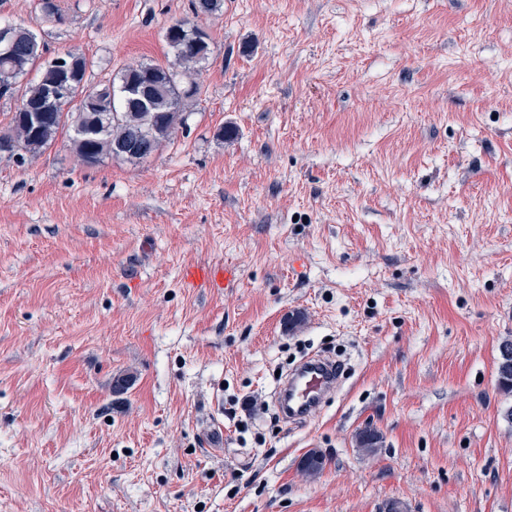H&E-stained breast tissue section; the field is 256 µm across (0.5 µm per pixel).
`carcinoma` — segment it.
Masks as SVG:
<instances>
[{"mask_svg":"<svg viewBox=\"0 0 512 512\" xmlns=\"http://www.w3.org/2000/svg\"><path fill=\"white\" fill-rule=\"evenodd\" d=\"M192 13L212 15L224 8V0H191ZM36 10L44 23L62 20L56 0H38ZM15 39L0 46V88H16L26 80L21 104L13 112L10 124L0 138L16 151L39 153L49 148L61 132L69 133L80 161L97 165L113 157L117 146L139 144L156 150L175 129L185 123L199 93V84L191 70L202 68L212 53L211 35L200 25L177 20L164 33V41L173 60L159 63L153 60L128 66L105 84L92 85L86 73L87 58L73 50L45 57L47 48L37 35L22 23ZM70 58L73 66L65 72L58 60ZM150 82L161 87L149 100L139 101L132 84ZM65 86L66 93L48 103L51 87ZM48 114V119L34 124L27 116L32 109ZM497 366L499 388L512 392V340L499 345ZM382 435L366 427L356 435V446L372 454L381 449ZM324 467V455L309 451L301 461L302 471L310 477L319 475Z\"/></svg>","mask_w":512,"mask_h":512,"instance_id":"1","label":"carcinoma"}]
</instances>
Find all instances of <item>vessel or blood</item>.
<instances>
[{"label":"vessel or blood","mask_w":512,"mask_h":512,"mask_svg":"<svg viewBox=\"0 0 512 512\" xmlns=\"http://www.w3.org/2000/svg\"><path fill=\"white\" fill-rule=\"evenodd\" d=\"M236 277V267L228 264L195 265L186 271L187 281L198 287L223 288L235 282ZM339 382L334 362L320 356L303 360L278 391L277 405L285 422L293 426L307 423Z\"/></svg>","instance_id":"b4317fda"}]
</instances>
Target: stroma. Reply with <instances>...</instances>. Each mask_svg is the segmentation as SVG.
I'll list each match as a JSON object with an SVG mask.
<instances>
[{
    "label": "stroma",
    "instance_id": "stroma-1",
    "mask_svg": "<svg viewBox=\"0 0 512 512\" xmlns=\"http://www.w3.org/2000/svg\"><path fill=\"white\" fill-rule=\"evenodd\" d=\"M57 3L63 23L37 0H0V22L94 83L165 62L193 17ZM197 20L198 101L150 158L83 165L65 134L0 156V512H512V0ZM196 264L240 276L186 287ZM320 351L345 363L337 395L271 424L276 371ZM499 361L497 366L499 388L512 392V340L505 339L499 345Z\"/></svg>",
    "mask_w": 512,
    "mask_h": 512
}]
</instances>
